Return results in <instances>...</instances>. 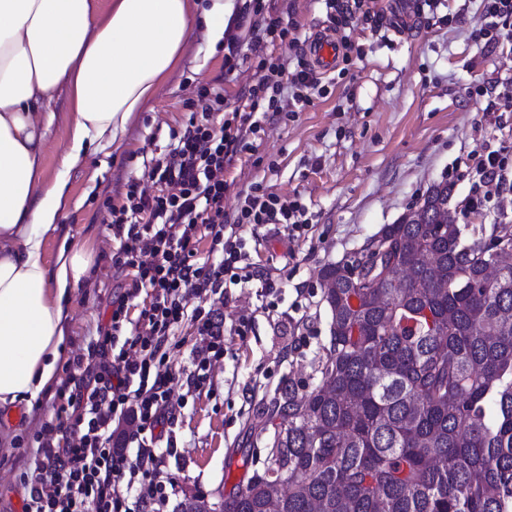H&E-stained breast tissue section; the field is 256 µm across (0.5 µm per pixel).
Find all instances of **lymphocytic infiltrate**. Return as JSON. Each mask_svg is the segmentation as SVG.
<instances>
[{
	"label": "lymphocytic infiltrate",
	"instance_id": "lymphocytic-infiltrate-1",
	"mask_svg": "<svg viewBox=\"0 0 512 512\" xmlns=\"http://www.w3.org/2000/svg\"><path fill=\"white\" fill-rule=\"evenodd\" d=\"M482 5L480 37L512 41V0ZM326 8L337 30L394 25L366 0H326ZM256 69L258 82L244 88L230 118L192 117L171 130L167 153L152 160L144 181L128 180L121 205L109 206L104 222L118 242L110 264L131 282L113 297L108 324L89 339L98 373L79 382L78 402L64 420L33 436L37 448L21 476L29 491L24 512H154L177 489V481L159 479V444L173 421L176 332L187 322L196 328L186 381L203 387L213 361L224 355V316L208 300H227L228 285L262 278L243 226L266 224L291 237L308 223L298 200L259 183L239 196L233 215L224 211V174L248 150L250 136L287 108L309 104L321 86L303 58L290 71L263 55ZM123 421L131 431L121 447L114 437Z\"/></svg>",
	"mask_w": 512,
	"mask_h": 512
}]
</instances>
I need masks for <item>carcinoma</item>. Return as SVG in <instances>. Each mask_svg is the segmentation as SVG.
I'll return each instance as SVG.
<instances>
[{"mask_svg":"<svg viewBox=\"0 0 512 512\" xmlns=\"http://www.w3.org/2000/svg\"><path fill=\"white\" fill-rule=\"evenodd\" d=\"M450 198L435 184L378 233L406 287L372 241L321 269L318 381L272 400L264 469L211 512H512V224H426Z\"/></svg>","mask_w":512,"mask_h":512,"instance_id":"cac0c4a2","label":"carcinoma"}]
</instances>
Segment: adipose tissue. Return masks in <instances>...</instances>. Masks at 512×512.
<instances>
[{"label": "adipose tissue", "instance_id": "obj_1", "mask_svg": "<svg viewBox=\"0 0 512 512\" xmlns=\"http://www.w3.org/2000/svg\"><path fill=\"white\" fill-rule=\"evenodd\" d=\"M234 0H0V410L31 405L51 384L63 352L66 304L91 254L44 240L68 202L65 172L89 148L121 142L192 32L224 38ZM67 91L62 173L45 175L54 113Z\"/></svg>", "mask_w": 512, "mask_h": 512}]
</instances>
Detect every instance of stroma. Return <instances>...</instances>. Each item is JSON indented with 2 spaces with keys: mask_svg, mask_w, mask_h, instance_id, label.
Masks as SVG:
<instances>
[{
  "mask_svg": "<svg viewBox=\"0 0 512 512\" xmlns=\"http://www.w3.org/2000/svg\"><path fill=\"white\" fill-rule=\"evenodd\" d=\"M265 4L296 24L300 42L268 44L264 54L291 58L330 32L336 41H347L348 58L323 75L326 97L251 136V148L226 176V213H233L238 194L259 182L279 196L299 197L309 224L286 242L267 226L244 225L251 258L270 286H229L228 301L218 306L226 326L223 359L199 389H188L179 376L172 383L174 450L165 455L162 471L178 481L179 492L161 512H176L181 498L192 493L230 492L247 471V422L260 416L285 384L311 385V365L330 336L319 283L324 265L360 252L442 181L452 188L455 223L512 224V188L502 187L479 209L466 206L484 146L504 147L512 172V112L486 109L490 99L512 90V42L490 48L475 39L482 24L480 0H445L429 20L414 16L402 0H378L407 23L385 37L366 24L332 31L324 0ZM448 14L454 23H445ZM253 21L245 15L234 28L243 37L245 57L235 80L224 77L223 47H209L192 34L156 96L133 114L121 145L108 154H89L82 167L68 173L70 205L59 233L46 239L45 255L54 258L67 239L91 248L93 262L68 305L54 387L31 407L0 412V512H17L27 497L20 476L30 463L33 435L64 406L58 386L80 376L73 360L85 354L90 335L108 320L113 295L126 283L110 266L114 243L103 222L109 204L119 202L129 179L142 177L145 161L163 153L169 130L200 111V90L222 93L231 106L243 87L255 84L246 38ZM199 60L205 66L198 71ZM46 108L56 114L45 161L52 178L67 146L65 92Z\"/></svg>",
  "mask_w": 512,
  "mask_h": 512,
  "instance_id": "stroma-1",
  "label": "stroma"
}]
</instances>
